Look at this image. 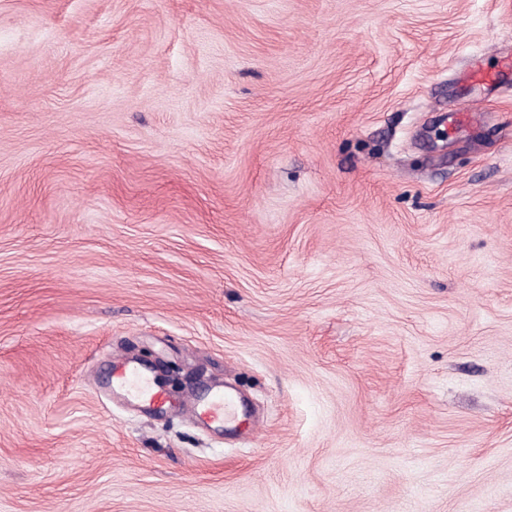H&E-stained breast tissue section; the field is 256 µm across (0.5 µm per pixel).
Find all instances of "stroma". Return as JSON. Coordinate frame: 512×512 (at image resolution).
I'll return each mask as SVG.
<instances>
[{"mask_svg":"<svg viewBox=\"0 0 512 512\" xmlns=\"http://www.w3.org/2000/svg\"><path fill=\"white\" fill-rule=\"evenodd\" d=\"M510 56L512 0H0V512H512ZM113 387L116 390H125L140 398L143 403L149 405L159 403L161 394L152 388L146 374L139 369H121L117 375H113ZM193 408L199 410V416L212 421H224L236 414V407L231 399L224 393H210L202 399L193 402Z\"/></svg>","mask_w":512,"mask_h":512,"instance_id":"1","label":"stroma"}]
</instances>
